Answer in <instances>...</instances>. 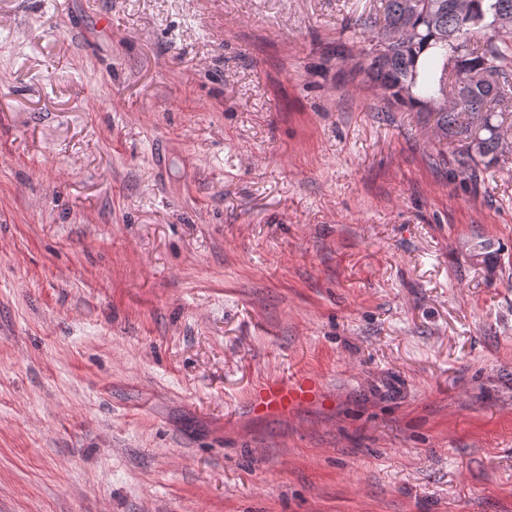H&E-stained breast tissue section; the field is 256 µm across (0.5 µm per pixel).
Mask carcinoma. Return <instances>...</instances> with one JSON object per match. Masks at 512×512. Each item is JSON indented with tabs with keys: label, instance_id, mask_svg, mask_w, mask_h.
<instances>
[{
	"label": "carcinoma",
	"instance_id": "1",
	"mask_svg": "<svg viewBox=\"0 0 512 512\" xmlns=\"http://www.w3.org/2000/svg\"><path fill=\"white\" fill-rule=\"evenodd\" d=\"M353 70L389 103L435 117L445 136L463 141L458 174L499 166L503 115L512 114V0H380ZM462 65L476 83L455 92L448 68Z\"/></svg>",
	"mask_w": 512,
	"mask_h": 512
}]
</instances>
